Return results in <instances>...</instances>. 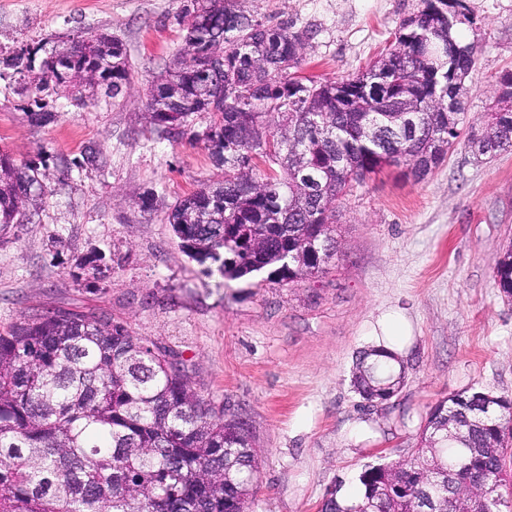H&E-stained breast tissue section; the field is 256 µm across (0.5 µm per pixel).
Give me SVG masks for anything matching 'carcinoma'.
Listing matches in <instances>:
<instances>
[{"label": "carcinoma", "mask_w": 512, "mask_h": 512, "mask_svg": "<svg viewBox=\"0 0 512 512\" xmlns=\"http://www.w3.org/2000/svg\"><path fill=\"white\" fill-rule=\"evenodd\" d=\"M186 34L151 87L147 122L177 142L199 126L224 167L169 207L183 251L205 273H255L295 282L319 276L337 252L336 209L347 191L386 166L421 180L464 140L476 156L512 150L509 91L481 123L460 128L457 82L479 47L421 0L374 64L342 78L295 80L311 32L271 26L238 0H193ZM21 82L29 124L56 120L46 97L62 84L77 107L131 85L122 45L74 35L51 50L24 46L3 60ZM46 161L0 151V231L32 221L48 193ZM495 280L512 298V245ZM398 354L359 352L360 396L399 389ZM512 435V400L475 388L434 407L421 446L368 464L358 490L329 491L321 512H512L499 488ZM260 459L249 424L204 398L178 355L104 315L53 310L0 333V512H245Z\"/></svg>", "instance_id": "1"}]
</instances>
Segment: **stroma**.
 <instances>
[{
	"label": "stroma",
	"instance_id": "obj_1",
	"mask_svg": "<svg viewBox=\"0 0 512 512\" xmlns=\"http://www.w3.org/2000/svg\"><path fill=\"white\" fill-rule=\"evenodd\" d=\"M191 0H0V50L69 35L118 39L133 71L126 96L74 106L34 127L17 84L0 80V149L44 154L50 192L32 223L0 235V333L46 310L93 311L173 349L197 390L245 419L261 450L248 512H319L363 465L404 457L441 401L472 386L512 399V300L493 272L512 245V151L478 158L457 144L425 179L387 168L343 196L328 271L300 282L203 274L165 219L178 197L223 181L202 146L153 132L143 100L181 42ZM268 24L310 29L301 71L341 78L394 40L420 0H242ZM480 52L465 82L464 125L496 103L512 72V0H465ZM97 161L74 168L89 153ZM150 210H142V201ZM104 255L103 273L92 261ZM402 309L414 336L406 378L368 404L355 358L377 345V316Z\"/></svg>",
	"mask_w": 512,
	"mask_h": 512
}]
</instances>
